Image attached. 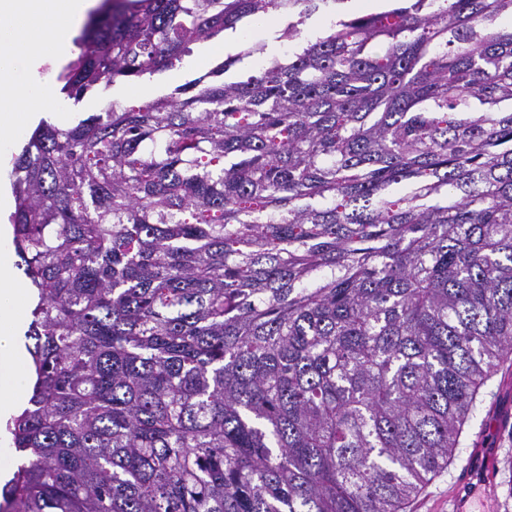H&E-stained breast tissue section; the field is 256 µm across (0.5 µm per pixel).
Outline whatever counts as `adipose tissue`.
Masks as SVG:
<instances>
[{
  "label": "adipose tissue",
  "instance_id": "adipose-tissue-1",
  "mask_svg": "<svg viewBox=\"0 0 512 512\" xmlns=\"http://www.w3.org/2000/svg\"><path fill=\"white\" fill-rule=\"evenodd\" d=\"M96 0H0V157L9 153L49 101L47 82L34 79L42 65L70 48L75 29ZM11 252L0 239V414L14 410L30 383V371L15 340L24 292L10 276Z\"/></svg>",
  "mask_w": 512,
  "mask_h": 512
}]
</instances>
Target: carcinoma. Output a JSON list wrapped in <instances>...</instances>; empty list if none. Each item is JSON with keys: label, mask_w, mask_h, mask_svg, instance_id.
Returning <instances> with one entry per match:
<instances>
[{"label": "carcinoma", "mask_w": 512, "mask_h": 512, "mask_svg": "<svg viewBox=\"0 0 512 512\" xmlns=\"http://www.w3.org/2000/svg\"><path fill=\"white\" fill-rule=\"evenodd\" d=\"M108 0L15 157L36 302L0 512H406L512 357V0Z\"/></svg>", "instance_id": "1"}]
</instances>
